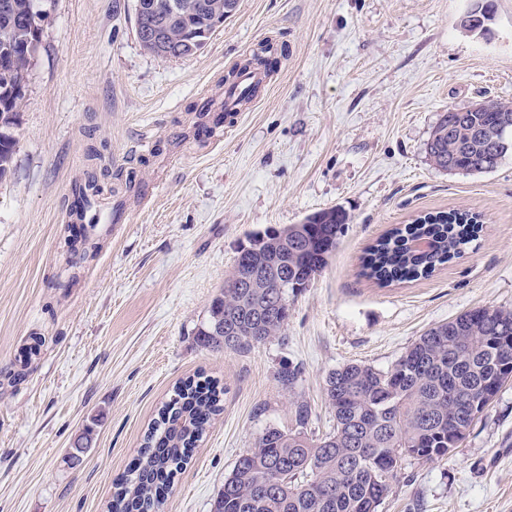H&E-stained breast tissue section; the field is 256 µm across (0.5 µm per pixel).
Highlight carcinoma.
Instances as JSON below:
<instances>
[{
  "label": "carcinoma",
  "instance_id": "obj_1",
  "mask_svg": "<svg viewBox=\"0 0 512 512\" xmlns=\"http://www.w3.org/2000/svg\"><path fill=\"white\" fill-rule=\"evenodd\" d=\"M49 0H0V180L7 177L18 142L20 110L31 61L24 49L41 43L30 17ZM237 0H135L136 33L150 53L165 58L201 50ZM266 46L224 76L233 86L245 70L276 64ZM496 112L440 115L426 143L438 171L490 172L512 150V105ZM348 214L325 209L249 240L228 280L249 275L242 288H226L210 306L197 342L207 348L260 344L288 321V294L309 287L336 248ZM477 215L428 213L379 238L362 260L363 274L382 286L432 275L477 237ZM512 379V310L466 311L420 336L386 371L346 364L328 373L325 396L334 411L333 431L307 432L311 408L299 403L296 429H267L242 455L214 500L212 512H378L393 481L410 459L442 458L457 448V427L470 428ZM219 385L206 378L181 382L158 411L135 466L134 481L118 482L109 512H160L163 493L223 410Z\"/></svg>",
  "mask_w": 512,
  "mask_h": 512
}]
</instances>
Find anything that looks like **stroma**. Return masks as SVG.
I'll return each instance as SVG.
<instances>
[{
    "label": "stroma",
    "instance_id": "1",
    "mask_svg": "<svg viewBox=\"0 0 512 512\" xmlns=\"http://www.w3.org/2000/svg\"><path fill=\"white\" fill-rule=\"evenodd\" d=\"M493 3L470 34L471 0H238L201 51L161 58L137 37L133 0H56L0 180V512H107L158 408L199 374L224 410L163 510L211 512L265 429L294 428L296 402L309 430L331 431L329 371L389 369L431 327L512 309V154L450 174L425 153L448 108L512 104V0ZM267 44L279 65L266 90L198 136L197 106L221 104L227 72ZM90 169L112 220L88 225L96 248L72 264L71 187ZM336 207L349 222L281 332L200 346L240 246ZM450 209L484 221L460 257L388 288L361 275L375 239ZM293 367L290 388L279 375ZM379 512H512V381L448 456L408 460Z\"/></svg>",
    "mask_w": 512,
    "mask_h": 512
}]
</instances>
